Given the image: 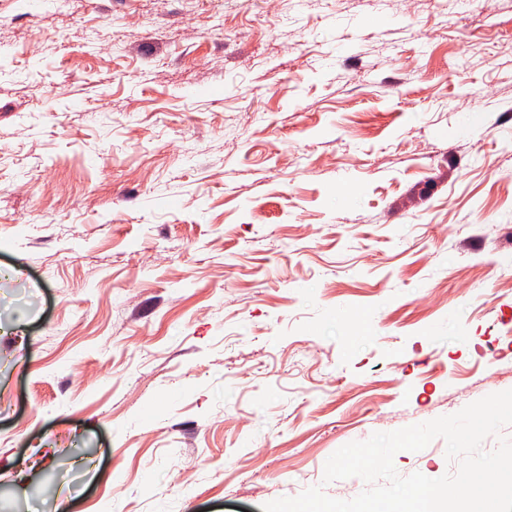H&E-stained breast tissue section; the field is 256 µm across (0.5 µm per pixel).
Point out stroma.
<instances>
[{"label": "stroma", "instance_id": "stroma-1", "mask_svg": "<svg viewBox=\"0 0 512 512\" xmlns=\"http://www.w3.org/2000/svg\"><path fill=\"white\" fill-rule=\"evenodd\" d=\"M454 10L0 0V512L349 500L512 389V0Z\"/></svg>", "mask_w": 512, "mask_h": 512}]
</instances>
